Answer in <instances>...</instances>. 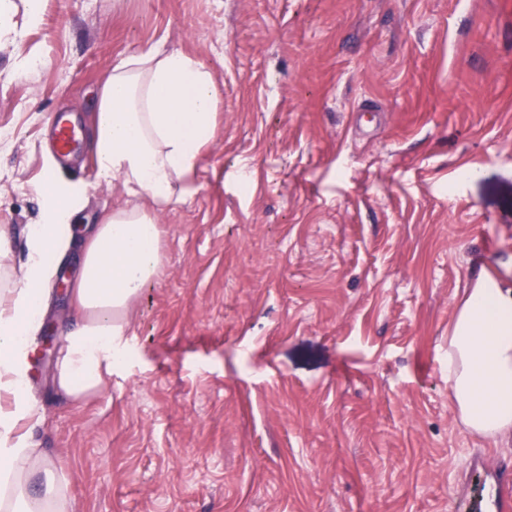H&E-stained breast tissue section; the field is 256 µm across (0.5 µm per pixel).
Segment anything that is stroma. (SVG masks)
Returning <instances> with one entry per match:
<instances>
[{
	"label": "stroma",
	"instance_id": "1",
	"mask_svg": "<svg viewBox=\"0 0 512 512\" xmlns=\"http://www.w3.org/2000/svg\"><path fill=\"white\" fill-rule=\"evenodd\" d=\"M40 65L13 73L15 50ZM180 50L222 109L199 190L158 214L134 358L95 398L52 382L38 439L69 512H466L512 468L455 419L448 325L480 273L512 287V0H43L0 40V229L21 257L51 117L89 122L121 58ZM97 224L123 201L89 152Z\"/></svg>",
	"mask_w": 512,
	"mask_h": 512
}]
</instances>
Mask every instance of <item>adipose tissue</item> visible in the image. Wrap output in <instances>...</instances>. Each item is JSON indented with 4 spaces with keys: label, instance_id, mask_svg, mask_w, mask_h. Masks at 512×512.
Returning <instances> with one entry per match:
<instances>
[{
    "label": "adipose tissue",
    "instance_id": "adipose-tissue-1",
    "mask_svg": "<svg viewBox=\"0 0 512 512\" xmlns=\"http://www.w3.org/2000/svg\"><path fill=\"white\" fill-rule=\"evenodd\" d=\"M220 97L211 68L179 50L123 58L92 107L89 150L98 180L128 197L102 223L77 217L86 185L41 179L40 219L25 232L19 271L0 285V512H67L31 422L33 345L62 263L75 258L76 309L56 363L58 396L100 393L130 362L129 311L162 264L158 211L187 203L216 136ZM448 393L460 420L493 442L512 436V289L491 274L466 290L448 332Z\"/></svg>",
    "mask_w": 512,
    "mask_h": 512
}]
</instances>
